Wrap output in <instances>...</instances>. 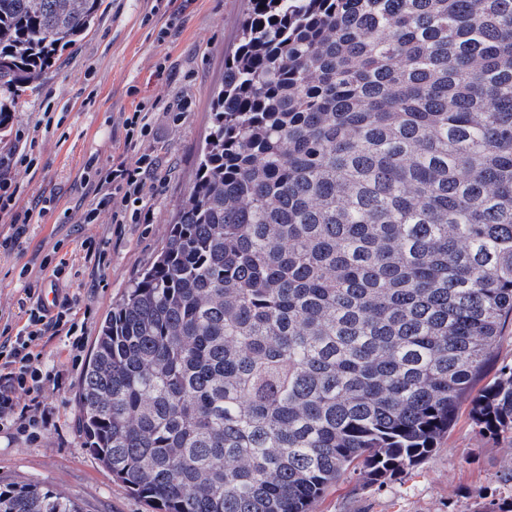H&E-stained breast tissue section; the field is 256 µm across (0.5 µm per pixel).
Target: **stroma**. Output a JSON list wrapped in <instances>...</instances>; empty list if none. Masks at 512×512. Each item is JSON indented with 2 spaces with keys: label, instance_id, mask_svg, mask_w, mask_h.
Segmentation results:
<instances>
[{
  "label": "stroma",
  "instance_id": "1",
  "mask_svg": "<svg viewBox=\"0 0 512 512\" xmlns=\"http://www.w3.org/2000/svg\"><path fill=\"white\" fill-rule=\"evenodd\" d=\"M247 0H189L172 11L168 0H101L89 30L64 50L41 83L21 97L8 131L0 133V158L21 138L34 142L38 167L13 170L16 212L38 194L55 195V208L32 219L21 249L0 250V328L25 321L17 300L19 268L60 249L73 263L68 281L79 295L84 348H91L112 305L158 256L165 234L195 177L210 129L214 91L224 78V54L236 41ZM170 27L159 38L161 27ZM152 104V144L160 153L162 180L148 204L149 224H82L81 209L93 197L82 182L89 157L107 168L123 152V118L134 104ZM55 124L44 128L43 112ZM104 242L105 256L86 255L79 244L89 234ZM46 363H67L69 372L47 395L57 411L51 431L28 436L0 430V486L41 483L76 501L82 512H156L131 494L87 451L76 398L83 360H69L62 337L44 347ZM462 404L437 451L407 473L383 483L352 475L331 486L313 512H473L476 491L508 492L503 476L512 468V446L480 435Z\"/></svg>",
  "mask_w": 512,
  "mask_h": 512
}]
</instances>
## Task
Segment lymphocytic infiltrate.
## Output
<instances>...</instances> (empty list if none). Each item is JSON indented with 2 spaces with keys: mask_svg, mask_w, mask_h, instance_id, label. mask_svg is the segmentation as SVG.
<instances>
[{
  "mask_svg": "<svg viewBox=\"0 0 512 512\" xmlns=\"http://www.w3.org/2000/svg\"><path fill=\"white\" fill-rule=\"evenodd\" d=\"M125 151L131 159L112 164L107 170L97 168L96 158H89L87 168L96 172L86 185L95 202L82 211L79 221L92 224L101 213H109L116 224H148L153 213L146 197L153 188L159 169V157L146 141L150 135L149 112L137 103L124 121ZM37 159L29 148L18 147L0 171V213L12 216V232L0 238V249L20 248L31 213H16L15 188L11 168L34 167ZM78 296L66 294L58 300L54 311L42 308L32 288H24L18 309L26 320L16 332L0 333V427L21 433L45 431L53 423L55 410L44 393L47 382L58 380L59 372L49 370L44 361L41 341L47 336H62L71 341L72 349H80L85 324L77 318Z\"/></svg>",
  "mask_w": 512,
  "mask_h": 512,
  "instance_id": "lymphocytic-infiltrate-1",
  "label": "lymphocytic infiltrate"
}]
</instances>
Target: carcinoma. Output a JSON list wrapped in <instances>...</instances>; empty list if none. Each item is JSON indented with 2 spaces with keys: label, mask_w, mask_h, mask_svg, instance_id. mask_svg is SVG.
Instances as JSON below:
<instances>
[{
  "label": "carcinoma",
  "mask_w": 512,
  "mask_h": 512,
  "mask_svg": "<svg viewBox=\"0 0 512 512\" xmlns=\"http://www.w3.org/2000/svg\"><path fill=\"white\" fill-rule=\"evenodd\" d=\"M99 0H0V130ZM512 0H248L193 186L100 325L90 454L157 512H312L512 442ZM0 512H80L49 485ZM477 512H512L496 491ZM512 361V321L504 325L502 336L495 352V356L490 359L484 367V380L478 384L480 387L486 380H489L502 363Z\"/></svg>",
  "instance_id": "cac0c4a2"
}]
</instances>
